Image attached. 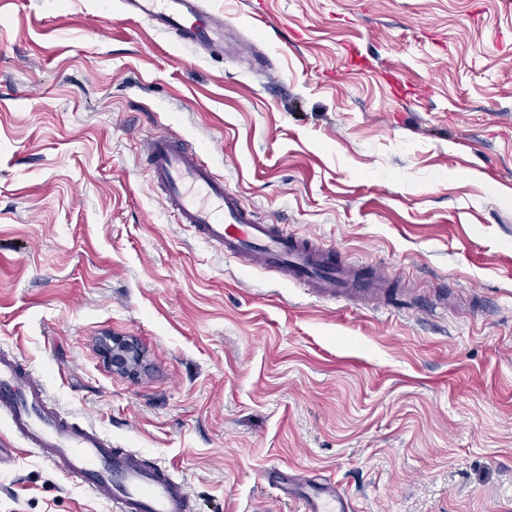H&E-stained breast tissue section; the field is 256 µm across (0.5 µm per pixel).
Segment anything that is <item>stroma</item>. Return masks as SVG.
I'll return each mask as SVG.
<instances>
[{"mask_svg":"<svg viewBox=\"0 0 512 512\" xmlns=\"http://www.w3.org/2000/svg\"><path fill=\"white\" fill-rule=\"evenodd\" d=\"M205 4L269 66L118 0H0V348L66 415L177 468L195 512H299L274 467L333 477L352 512H512V0ZM157 133L412 306L225 260L151 191ZM0 512L109 505L22 455Z\"/></svg>","mask_w":512,"mask_h":512,"instance_id":"35a3bbf8","label":"stroma"}]
</instances>
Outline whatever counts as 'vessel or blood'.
Masks as SVG:
<instances>
[{"label": "vessel or blood", "instance_id": "1", "mask_svg": "<svg viewBox=\"0 0 512 512\" xmlns=\"http://www.w3.org/2000/svg\"><path fill=\"white\" fill-rule=\"evenodd\" d=\"M122 9L144 19L182 45L220 54L228 48L223 19L204 0H120ZM147 153L151 185L164 197L174 223L188 228L225 258L252 268L279 270L285 279L317 297L373 306L390 282L382 270L365 274L362 263L337 258L336 250L301 237L284 224L261 223L240 196L214 175L199 151L170 135L152 137ZM0 415L23 444L84 491L104 498L115 512H192L187 483L159 461L146 462L132 448L70 419L46 393L29 367L0 349ZM268 485L282 493L298 488L302 512H351L348 497L321 474L268 471Z\"/></svg>", "mask_w": 512, "mask_h": 512}]
</instances>
